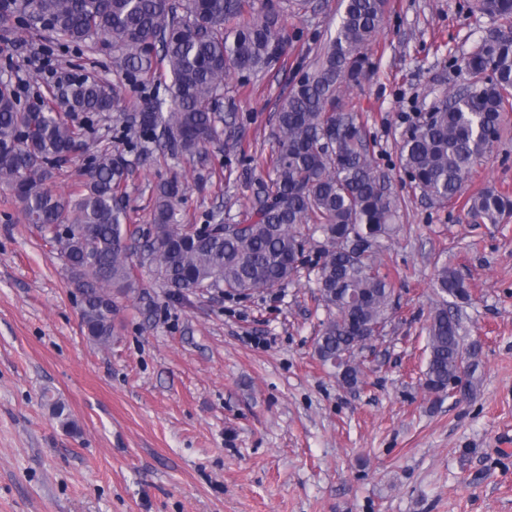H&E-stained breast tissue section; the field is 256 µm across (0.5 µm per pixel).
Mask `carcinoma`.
Wrapping results in <instances>:
<instances>
[{
  "label": "carcinoma",
  "mask_w": 512,
  "mask_h": 512,
  "mask_svg": "<svg viewBox=\"0 0 512 512\" xmlns=\"http://www.w3.org/2000/svg\"><path fill=\"white\" fill-rule=\"evenodd\" d=\"M336 35L311 70L294 84L276 113V150L269 181L259 183L258 207L224 233L202 234L183 223L178 176L155 190L152 231L140 253L175 295L215 287L229 296L282 288L299 276L298 256L323 238L315 262L326 317L315 354L335 366L337 382L360 390L367 382L366 347L355 337L384 332L394 314V277L387 255L400 202L375 159L356 104L345 90L374 71L370 47L383 26L388 0H342ZM32 26L75 44L112 51L116 73L134 82L141 75L170 79V98L153 90L141 96L140 119L127 123L118 111L121 85L87 77L72 81L68 115L52 109L17 108L16 92L0 86V181L12 190L24 220L63 260L80 297L83 332L112 342L113 293L137 289L130 240L142 228L130 223L122 203L130 167L124 152L98 148L66 194L51 189L60 171L86 147L80 114L117 112L129 150L202 157L218 137L216 105L235 72L258 73L286 51L280 0H24ZM475 8L496 27L463 58L467 85L412 125L399 145L401 168L415 188L440 201L455 200L478 159L500 136L512 111V0H476ZM475 224H497L512 212V199L481 191L465 199ZM424 386L448 391L471 359L459 314L448 309L470 298V285L444 263L435 267Z\"/></svg>",
  "instance_id": "carcinoma-1"
}]
</instances>
